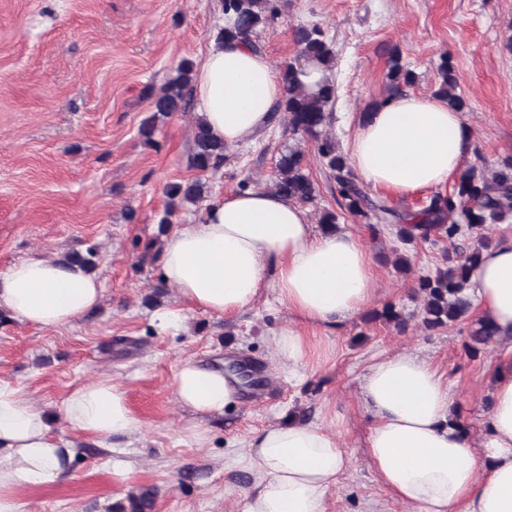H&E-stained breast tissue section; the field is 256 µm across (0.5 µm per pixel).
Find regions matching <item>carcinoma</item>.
Listing matches in <instances>:
<instances>
[{
	"mask_svg": "<svg viewBox=\"0 0 512 512\" xmlns=\"http://www.w3.org/2000/svg\"><path fill=\"white\" fill-rule=\"evenodd\" d=\"M223 11L231 15V23L218 29L216 39L246 40L256 49L259 43L255 37L280 17L281 4L280 0H223ZM292 39L298 47V58L280 66L284 95L274 112L284 114L293 135L313 141L320 162L334 179L336 191L353 217L365 219L370 224L394 227L398 239L405 244L427 241L433 235L447 239L450 244L464 235L477 241V247L467 254L446 255L440 266L420 276L415 286L422 301L421 323L424 330L449 327L465 319L472 308V275L480 253L493 244L492 238L486 234L487 225L512 221V157L505 158L491 170L476 166L468 168L461 173L451 193L432 195L418 213L400 212L383 199H371L328 131L332 121L330 105L336 98V85L329 76L335 65L334 49L316 25L295 28ZM304 62L314 63L327 73L315 89L309 88L301 79L305 75ZM391 62L388 73L391 94H400L402 86L414 82V75L401 64L399 50L391 52ZM192 82L193 64L184 60L160 88L151 85L145 88L144 93L152 99L153 106V113L139 128L145 145H156L154 136L160 122L186 110ZM456 87L453 68L444 60L438 69L435 96L446 100L450 109L459 112L464 101L456 94ZM229 160V148L211 135L202 119H197L189 167L202 174L215 173ZM206 189L207 185L200 177L167 185V204L158 221L160 232H165V227L172 223V218L181 209L202 201ZM272 189L300 203L315 200L316 187L302 150L290 147L280 153ZM97 253L98 248L90 246L86 254L68 253L63 260L91 270L95 267ZM469 340L468 350L475 355L496 344L500 336L489 319L483 317L470 330Z\"/></svg>",
	"mask_w": 512,
	"mask_h": 512,
	"instance_id": "1",
	"label": "carcinoma"
}]
</instances>
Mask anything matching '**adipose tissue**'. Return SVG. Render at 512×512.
I'll return each mask as SVG.
<instances>
[{
	"label": "adipose tissue",
	"mask_w": 512,
	"mask_h": 512,
	"mask_svg": "<svg viewBox=\"0 0 512 512\" xmlns=\"http://www.w3.org/2000/svg\"><path fill=\"white\" fill-rule=\"evenodd\" d=\"M193 89L198 113L230 148L268 128L284 94L272 61L238 40L212 43ZM472 141L470 123L445 100L402 94L359 118L346 153L366 185L404 195L446 184ZM159 264L181 301L156 311L162 333L182 329V306L229 318L251 308L268 286L292 313L332 332L378 294L360 240L316 232L304 207L266 189L212 197L194 223L167 236ZM473 283L475 304L499 335H512V238L483 251ZM102 293L99 279L80 265L52 257L23 258L0 273V310L39 328L75 323ZM270 348L289 376H302L310 343L297 328L274 333ZM172 386L177 401L200 418L185 429L199 445L207 439L202 418L223 413L244 393L236 375L190 359L176 367ZM360 397L374 419L370 463L409 512H512V359L498 370L477 440L453 423L447 383L417 354L369 366ZM61 418L72 431L111 445L146 428L125 388L109 377L73 389ZM76 453V445H59L25 389L0 381V512H28L22 493L65 481ZM240 460L253 475L242 512H326L329 489L354 463L332 431L292 419L254 433Z\"/></svg>",
	"instance_id": "1"
}]
</instances>
